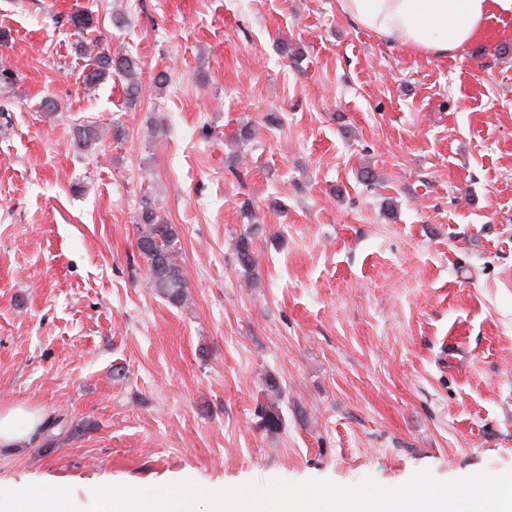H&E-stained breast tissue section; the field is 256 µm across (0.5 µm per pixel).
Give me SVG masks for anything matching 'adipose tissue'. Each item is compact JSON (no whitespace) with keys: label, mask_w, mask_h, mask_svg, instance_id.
<instances>
[{"label":"adipose tissue","mask_w":512,"mask_h":512,"mask_svg":"<svg viewBox=\"0 0 512 512\" xmlns=\"http://www.w3.org/2000/svg\"><path fill=\"white\" fill-rule=\"evenodd\" d=\"M356 25L385 39H400L416 52L454 54L471 42L493 13H512V0H337ZM38 411L0 409V447L14 448L40 429Z\"/></svg>","instance_id":"adipose-tissue-1"}]
</instances>
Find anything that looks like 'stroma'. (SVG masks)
Here are the masks:
<instances>
[{"instance_id":"35a3bbf8","label":"stroma","mask_w":512,"mask_h":512,"mask_svg":"<svg viewBox=\"0 0 512 512\" xmlns=\"http://www.w3.org/2000/svg\"><path fill=\"white\" fill-rule=\"evenodd\" d=\"M76 11L137 105L84 89ZM0 31V408L65 423L0 448V487L512 469V16L448 57L336 0H0ZM147 198L181 307L147 283ZM137 225V247L146 261L150 287L170 304L184 305L188 300V286L178 264V250L174 248V229L161 220L149 202L142 205Z\"/></svg>"}]
</instances>
